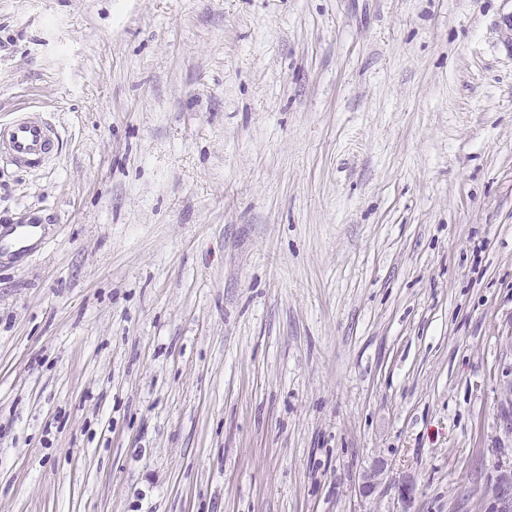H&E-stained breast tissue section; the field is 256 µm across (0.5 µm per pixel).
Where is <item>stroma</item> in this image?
<instances>
[{
  "instance_id": "35a3bbf8",
  "label": "stroma",
  "mask_w": 512,
  "mask_h": 512,
  "mask_svg": "<svg viewBox=\"0 0 512 512\" xmlns=\"http://www.w3.org/2000/svg\"><path fill=\"white\" fill-rule=\"evenodd\" d=\"M23 109L0 512L512 496V0H0ZM60 136L39 112L20 113L0 123V162L22 168H39L59 154Z\"/></svg>"
}]
</instances>
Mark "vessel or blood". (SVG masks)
<instances>
[{"label":"vessel or blood","instance_id":"1","mask_svg":"<svg viewBox=\"0 0 512 512\" xmlns=\"http://www.w3.org/2000/svg\"><path fill=\"white\" fill-rule=\"evenodd\" d=\"M59 147L57 129L38 112H23L12 121L0 123V162L39 168L57 157Z\"/></svg>","mask_w":512,"mask_h":512}]
</instances>
